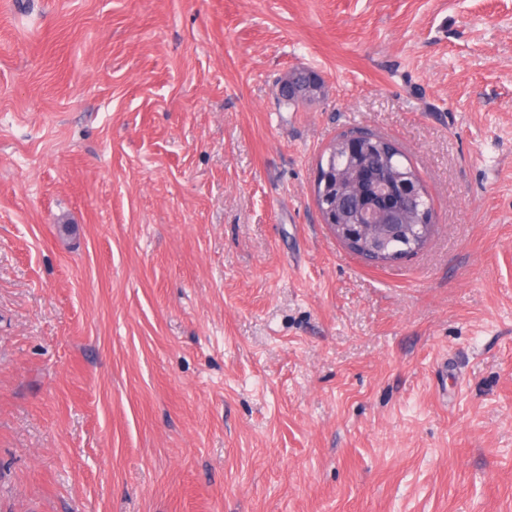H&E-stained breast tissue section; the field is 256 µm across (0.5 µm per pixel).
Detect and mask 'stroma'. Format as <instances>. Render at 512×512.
Listing matches in <instances>:
<instances>
[{
	"instance_id": "obj_1",
	"label": "stroma",
	"mask_w": 512,
	"mask_h": 512,
	"mask_svg": "<svg viewBox=\"0 0 512 512\" xmlns=\"http://www.w3.org/2000/svg\"><path fill=\"white\" fill-rule=\"evenodd\" d=\"M359 130L391 266L314 201ZM0 512H512V0H0ZM334 140L328 152L335 149V166H328L323 173L318 168L315 188L322 191L323 197L346 196L357 202L356 210L341 214V224L329 218L328 223L338 230L340 235L348 236L349 242L358 249L377 256L378 265L396 263L407 257L404 253L390 251H404L414 246L417 235L421 232L418 225L412 226L403 236L390 240L393 236L404 230L405 224H414L416 213L426 210L424 224H434L433 209L428 190L416 170V182L420 186L419 193L415 197L417 212L411 205L410 184L408 179H414L412 172L401 169H391L387 166L377 170L373 174L372 190L373 201L370 204L363 203L365 189L360 174V165L354 163L341 169L348 158L344 149L343 137ZM341 169L337 175L336 172ZM333 173L335 178H329ZM396 201V205L391 203ZM352 223V224H350ZM404 224V225H399ZM389 241V243H388ZM361 146L373 148L362 154L360 164H362L363 168L371 169L375 167L381 158L390 162L394 167L401 168V156L397 153L394 142L368 138ZM377 148H380L382 151Z\"/></svg>"
}]
</instances>
